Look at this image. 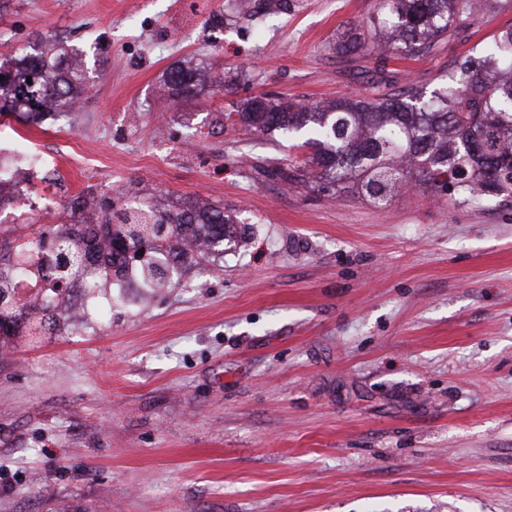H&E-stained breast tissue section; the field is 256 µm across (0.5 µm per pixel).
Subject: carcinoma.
Listing matches in <instances>:
<instances>
[{"label": "carcinoma", "mask_w": 512, "mask_h": 512, "mask_svg": "<svg viewBox=\"0 0 512 512\" xmlns=\"http://www.w3.org/2000/svg\"><path fill=\"white\" fill-rule=\"evenodd\" d=\"M490 6V0H377L375 13L340 33L336 51L424 54ZM162 80L173 98L182 99L204 91L208 74L177 65ZM87 81L88 70L73 62L63 44L36 43L0 64V116L43 112L48 101L65 116L84 97ZM226 117L249 131L298 140L293 148L303 158L292 165L294 179L338 197L357 195L381 210L408 185L434 197L448 194L456 204L482 194L512 198V26L483 54L456 64L428 95L406 86L373 99L348 95L311 106L252 97ZM97 205L100 220L72 225L70 238L39 233L42 246L56 250L50 270L57 281L85 275L95 256L90 244L99 236L112 242L106 271L118 280L128 275L129 250L145 238L150 253L165 252L177 263L193 260L185 251L191 238L203 237L215 248L246 239L245 227L208 201L164 210L142 204L118 216L111 199ZM15 231L0 229V337L13 335L29 314L14 286L12 269L20 264ZM168 272L169 264L156 261L138 268L147 286L163 284ZM44 305L52 322L67 320L59 295L46 296Z\"/></svg>", "instance_id": "cac0c4a2"}]
</instances>
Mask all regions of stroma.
I'll use <instances>...</instances> for the list:
<instances>
[{"label":"stroma","instance_id":"stroma-1","mask_svg":"<svg viewBox=\"0 0 512 512\" xmlns=\"http://www.w3.org/2000/svg\"><path fill=\"white\" fill-rule=\"evenodd\" d=\"M375 3L5 0L0 62L53 36L109 76L73 117H0V158H46L35 225L87 192L202 196L250 241L148 303L0 340V512H512V198L381 211L290 180L296 150L225 119L260 94L429 92L512 25L493 0L427 54H337ZM179 61L217 84L171 104Z\"/></svg>","mask_w":512,"mask_h":512}]
</instances>
